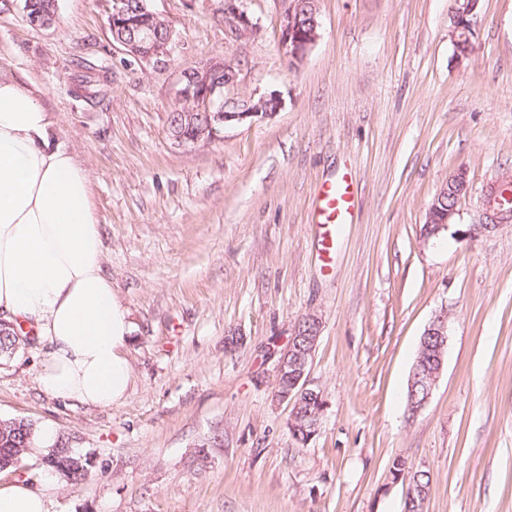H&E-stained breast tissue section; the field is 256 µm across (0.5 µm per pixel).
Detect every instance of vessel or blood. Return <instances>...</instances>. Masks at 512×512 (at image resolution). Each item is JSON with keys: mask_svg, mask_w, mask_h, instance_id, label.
Segmentation results:
<instances>
[{"mask_svg": "<svg viewBox=\"0 0 512 512\" xmlns=\"http://www.w3.org/2000/svg\"><path fill=\"white\" fill-rule=\"evenodd\" d=\"M354 189L347 178L322 183L315 196L312 222L319 230L323 258H330L343 225L352 223L356 209Z\"/></svg>", "mask_w": 512, "mask_h": 512, "instance_id": "b4317fda", "label": "vessel or blood"}]
</instances>
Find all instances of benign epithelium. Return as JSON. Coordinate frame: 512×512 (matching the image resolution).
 Listing matches in <instances>:
<instances>
[{
    "label": "benign epithelium",
    "instance_id": "1",
    "mask_svg": "<svg viewBox=\"0 0 512 512\" xmlns=\"http://www.w3.org/2000/svg\"><path fill=\"white\" fill-rule=\"evenodd\" d=\"M283 10L279 18L280 43L291 62L300 61L318 37L317 0H281ZM479 0H455L452 14L451 34L454 43L472 41L474 35V18L477 14ZM158 14L148 4L142 3L138 10L127 6V0H112L110 19L112 28L132 29L131 38L119 42V46L127 55L152 65L166 62L169 52L161 53L156 48L160 39L156 30L155 20ZM224 27L227 34L237 39L257 32L256 23L242 7L241 0H224ZM240 64L234 58H210L181 72L179 88L176 91L178 101L196 102L205 109L206 119L199 123L194 113H185L183 128L170 132L173 143L179 147H196L209 145L218 140L226 127L239 124L247 119L266 118L276 113L281 106L280 94L270 92L257 98L249 97L233 108L227 107L224 92L234 88L239 82ZM449 186L441 189L448 194V187L455 189L456 199L468 194L469 183L466 171L458 170L448 180ZM457 213V206L442 208L438 201H433L427 211V224L434 226L433 232L445 229L452 223ZM512 223V208L495 205L489 199L481 214L480 230L483 233L494 232L505 224ZM312 329L303 334L294 330L288 346L280 352L276 378L290 379L285 390L275 389L274 396L278 401L292 405L289 425L296 424L297 412L302 410L316 419L310 427L308 439L318 433L321 417L325 409V400L321 391L312 386L309 373L315 351L320 339V322L310 316ZM426 345L435 346V360L432 368L422 370L416 366L410 375L409 411L419 413L431 398L437 379L442 371L448 347V315L441 313L433 318L423 333ZM413 471L403 466L402 471L395 473L393 482L407 485L408 500L414 502L418 512H424L427 487L409 486V476Z\"/></svg>",
    "mask_w": 512,
    "mask_h": 512
}]
</instances>
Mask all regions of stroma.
<instances>
[{"label": "stroma", "mask_w": 512, "mask_h": 512, "mask_svg": "<svg viewBox=\"0 0 512 512\" xmlns=\"http://www.w3.org/2000/svg\"><path fill=\"white\" fill-rule=\"evenodd\" d=\"M243 4L257 32L236 40L224 0H149L173 30L160 68L113 43L112 0H56L48 29L28 24L24 0H0V70L37 94L87 169L103 267L134 325L128 394L109 408L43 393L45 345L0 359V419L70 435L97 459L81 483L36 488L49 512H403L406 488L388 481L401 457L430 474L426 512H512V224L475 229L489 187L512 178V0H480L462 61L454 0H318V38L294 67L279 0ZM224 56L241 63L226 99L276 90L280 109L174 145L181 71ZM101 59L103 94L80 97L81 63ZM461 168L452 224L425 235ZM343 174L359 207L326 261L309 213ZM442 312L443 370L412 416L409 375ZM310 314L326 409L302 447L273 391Z\"/></svg>", "instance_id": "1"}]
</instances>
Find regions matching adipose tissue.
Segmentation results:
<instances>
[{"instance_id": "obj_1", "label": "adipose tissue", "mask_w": 512, "mask_h": 512, "mask_svg": "<svg viewBox=\"0 0 512 512\" xmlns=\"http://www.w3.org/2000/svg\"><path fill=\"white\" fill-rule=\"evenodd\" d=\"M0 316L47 345V395L95 408L126 397L133 324L103 269L88 173L34 93L1 71ZM0 512H49L47 494L1 483Z\"/></svg>"}]
</instances>
